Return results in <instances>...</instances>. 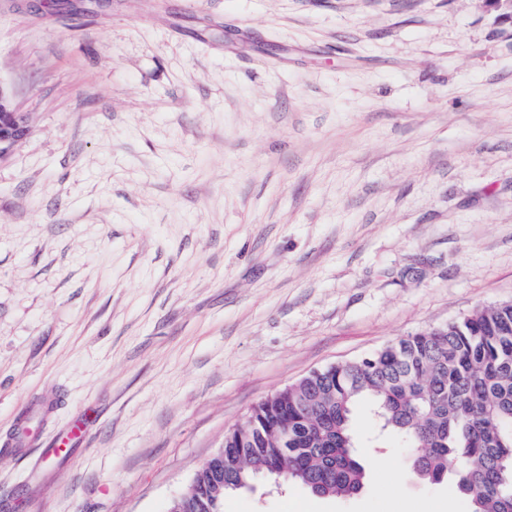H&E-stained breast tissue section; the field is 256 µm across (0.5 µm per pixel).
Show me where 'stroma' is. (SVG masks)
Returning <instances> with one entry per match:
<instances>
[{"mask_svg":"<svg viewBox=\"0 0 512 512\" xmlns=\"http://www.w3.org/2000/svg\"><path fill=\"white\" fill-rule=\"evenodd\" d=\"M0 82V512H168L261 400L512 303V0H0ZM360 454L224 512H464ZM29 117L19 112L9 88L0 82V154L27 137ZM82 436V425L75 423L66 434L50 439L46 448H43L42 455L46 458H58L66 455L71 451L73 446L81 440Z\"/></svg>","mask_w":512,"mask_h":512,"instance_id":"35a3bbf8","label":"stroma"}]
</instances>
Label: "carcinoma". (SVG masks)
<instances>
[{
	"label": "carcinoma",
	"instance_id": "obj_1",
	"mask_svg": "<svg viewBox=\"0 0 512 512\" xmlns=\"http://www.w3.org/2000/svg\"><path fill=\"white\" fill-rule=\"evenodd\" d=\"M402 439L416 474L459 494L468 512H512V304L399 338L359 360L314 371L258 403L255 425L224 433L215 470L235 493L272 463L288 485L321 497L353 496L366 468L352 428L360 406Z\"/></svg>",
	"mask_w": 512,
	"mask_h": 512
}]
</instances>
